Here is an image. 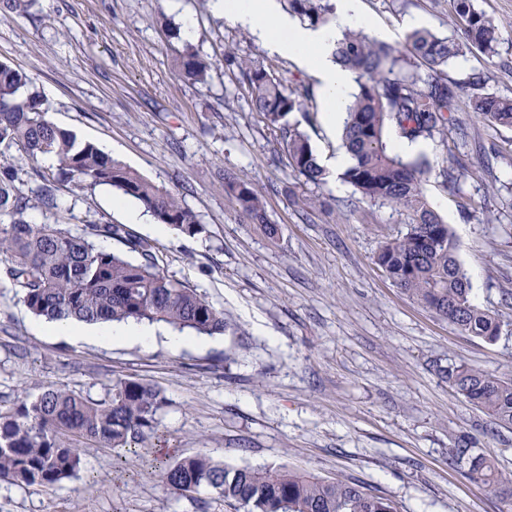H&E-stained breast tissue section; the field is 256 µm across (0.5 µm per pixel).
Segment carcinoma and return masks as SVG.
<instances>
[{
    "mask_svg": "<svg viewBox=\"0 0 512 512\" xmlns=\"http://www.w3.org/2000/svg\"><path fill=\"white\" fill-rule=\"evenodd\" d=\"M283 2L289 14L311 27L334 19L331 0ZM449 2L460 41L415 29L407 35L403 54L362 30L346 32L338 43L334 56L356 75L358 85L344 121L343 146L352 164L343 179L362 198L402 207L412 215L407 232L384 242L377 254V263L394 285L461 332L496 342L504 323L474 302L454 237L423 193V182L434 167L426 159L406 160L395 153L388 136L391 128L410 142L443 134L467 94L466 85L443 77V67L473 51L495 64L498 25L475 0ZM211 67L190 49L176 62L178 76L193 85L206 84ZM238 70L253 110L288 133L293 172L309 182H326L327 172L299 123H285L290 114L304 111L309 89H290L249 62H241ZM31 84L26 72L0 63V146L15 147L33 162L51 154L60 177L80 186H108L138 201L157 223L185 236L203 233L198 216L173 192L53 123ZM471 86L477 92L467 95L479 119L512 127V97L481 93L478 80ZM36 177L39 184L29 196L16 187L14 167L0 162V280L9 283L33 315L50 321L165 323L206 336L224 333V311L197 289L161 272L154 246L123 226L90 224L73 230L64 224L32 223V200L48 210L57 208L51 180L41 173ZM226 188L250 220L267 223L262 195L252 182L231 173ZM107 239L121 242L139 260L129 261L98 245ZM448 379L458 395L493 423L512 427V378L460 364L448 371ZM164 406L157 387L133 378L114 381L99 398L54 387L26 395L0 408V481L52 486L79 470L81 449L129 448L156 433ZM463 460L469 480L512 498V478L498 470L491 454L473 453L465 435L451 452V461ZM163 479L176 494L207 487L246 512H397L391 500L357 483L324 481L286 467L229 468L206 454L165 466Z\"/></svg>",
    "mask_w": 512,
    "mask_h": 512,
    "instance_id": "1",
    "label": "carcinoma"
}]
</instances>
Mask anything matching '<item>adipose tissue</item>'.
<instances>
[{"instance_id":"obj_1","label":"adipose tissue","mask_w":512,"mask_h":512,"mask_svg":"<svg viewBox=\"0 0 512 512\" xmlns=\"http://www.w3.org/2000/svg\"><path fill=\"white\" fill-rule=\"evenodd\" d=\"M215 2L224 15L254 31L271 52L296 60L315 76L325 104L324 124L329 130H336L355 81L354 73L342 67L334 57L337 44L344 32L353 27L363 28L375 37L381 34L376 24L360 13L357 0H336L333 22L316 30L293 23L288 15L277 10L274 0ZM48 330L74 342L94 338L108 342L128 341L147 347L156 339L152 328L131 321L95 327L64 320L50 324Z\"/></svg>"}]
</instances>
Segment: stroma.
<instances>
[{"label":"stroma","instance_id":"35a3bbf8","mask_svg":"<svg viewBox=\"0 0 512 512\" xmlns=\"http://www.w3.org/2000/svg\"><path fill=\"white\" fill-rule=\"evenodd\" d=\"M500 29L499 56L468 53L444 76L512 97V0H476ZM358 8L403 50L408 19L457 37L448 0H358ZM192 38L180 34L185 18ZM211 61L208 84L180 79L186 49ZM263 66L314 95L301 123L317 157L341 154L323 123L317 79L270 52L251 32L213 11L211 0H36L0 12V61L23 69L49 119L80 139L110 143L112 155L173 191L204 226L150 234L133 223V199L114 206L106 187L53 176L57 210L33 223L120 224L150 239L160 267L204 294L228 322L224 334L171 349L164 339L72 342L42 332L8 283L0 282V405L55 386L102 396L133 377L166 397L157 435L129 451L88 447L78 473L50 487L0 482V512H243L208 489L171 494L156 460L205 453L226 466L285 465L324 480L364 484L398 512H512V505L449 461L468 435L512 475V428L493 424L456 395L449 368L467 363L512 377V335L494 343L461 333L404 294L376 263L380 245L402 236L411 216L372 203L343 179L314 184L288 164L279 128L253 111L237 61ZM471 174L459 192L429 177L424 194L449 225L472 296L512 325V128L478 121L461 101L444 135L415 143L405 159L448 152ZM232 172L255 183L276 235L251 223L224 190Z\"/></svg>","mask_w":512,"mask_h":512}]
</instances>
